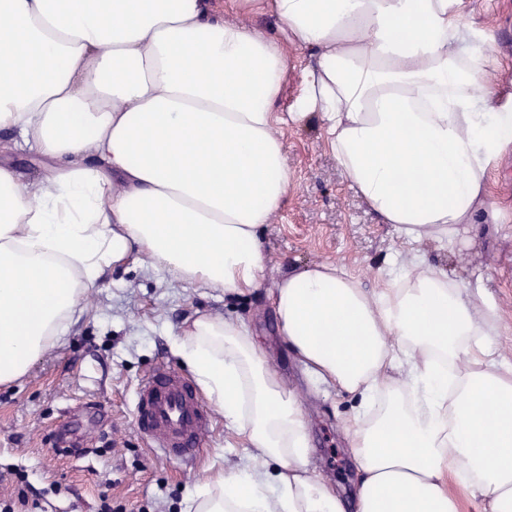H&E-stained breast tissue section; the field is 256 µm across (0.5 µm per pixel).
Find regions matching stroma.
I'll return each instance as SVG.
<instances>
[{"mask_svg": "<svg viewBox=\"0 0 512 512\" xmlns=\"http://www.w3.org/2000/svg\"><path fill=\"white\" fill-rule=\"evenodd\" d=\"M466 18L480 33L472 50L492 55L499 93L512 96V0H466ZM281 134L293 186L264 231L267 280L334 261L378 287L386 259L404 249L395 225L378 223L349 187L318 123L285 126ZM489 192L499 223L472 225L452 246L425 243L419 253L465 292L481 291L497 305L511 329L500 353L512 362V152L493 169ZM83 305L62 341L26 376L0 386V502H15V512H101L105 502L112 512H186L187 497L214 462L240 465L246 450L222 416L192 464L152 451L134 422L138 380L158 365L180 369L172 343L199 312L247 326L270 366L298 392L316 471L351 499L357 474L343 426L355 402L317 383L295 359L278 333L268 288L227 296L174 281L141 256L112 272ZM24 484L29 502L21 506Z\"/></svg>", "mask_w": 512, "mask_h": 512, "instance_id": "35a3bbf8", "label": "stroma"}]
</instances>
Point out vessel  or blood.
Returning <instances> with one entry per match:
<instances>
[{
  "label": "vessel or blood",
  "instance_id": "obj_1",
  "mask_svg": "<svg viewBox=\"0 0 512 512\" xmlns=\"http://www.w3.org/2000/svg\"><path fill=\"white\" fill-rule=\"evenodd\" d=\"M134 420L148 447L182 462L197 459L199 445L212 428V416L195 385L164 366L139 382Z\"/></svg>",
  "mask_w": 512,
  "mask_h": 512
}]
</instances>
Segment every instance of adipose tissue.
Here are the masks:
<instances>
[{
  "label": "adipose tissue",
  "mask_w": 512,
  "mask_h": 512,
  "mask_svg": "<svg viewBox=\"0 0 512 512\" xmlns=\"http://www.w3.org/2000/svg\"><path fill=\"white\" fill-rule=\"evenodd\" d=\"M0 0V130L48 162L0 164V384L24 376L113 268L147 255L171 279L263 288V231L291 185L276 129L318 119L345 180L408 246L497 223L495 162L512 150L464 0ZM308 52L276 111L283 43ZM305 371L358 405L347 430L355 512H512V366L481 292L412 256L372 289L335 262L273 285ZM173 352L250 448L188 512H346L310 467L296 390L235 319L200 313ZM224 3V18L227 20L243 23L248 26L257 27L272 33L276 28L275 21L263 13L240 14L230 9V0H222Z\"/></svg>",
  "instance_id": "ef3b65f1"
}]
</instances>
